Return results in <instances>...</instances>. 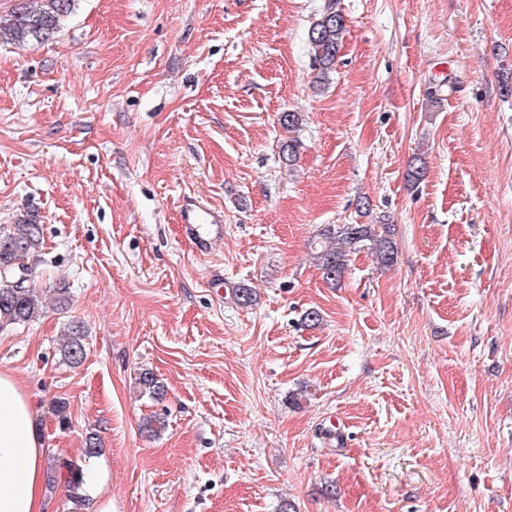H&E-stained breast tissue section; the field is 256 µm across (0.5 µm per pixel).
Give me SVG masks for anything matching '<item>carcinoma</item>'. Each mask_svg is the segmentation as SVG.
<instances>
[{"label": "carcinoma", "instance_id": "1", "mask_svg": "<svg viewBox=\"0 0 512 512\" xmlns=\"http://www.w3.org/2000/svg\"><path fill=\"white\" fill-rule=\"evenodd\" d=\"M75 0H15L14 7L0 16V39L24 46L36 40L53 37L60 31L62 21L73 10ZM347 32L346 19L336 10L334 0H328L320 16L308 30L312 50L315 81L321 83L336 68L338 54ZM42 228L36 217L22 219L8 227H0V328L25 324L36 318L42 308V296L32 284H15V274L22 261L41 251ZM368 250L383 266L396 259L389 224H328L319 233L315 246V260L324 282L336 285L344 276L349 257ZM63 359L73 367L86 356L85 330L78 322L67 327L61 347ZM138 383L143 392L160 402L167 394L157 376L146 370ZM63 480L69 498L82 500V472L71 463H60L52 468L51 481Z\"/></svg>", "mask_w": 512, "mask_h": 512}]
</instances>
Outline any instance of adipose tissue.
I'll return each instance as SVG.
<instances>
[{
	"instance_id": "obj_1",
	"label": "adipose tissue",
	"mask_w": 512,
	"mask_h": 512,
	"mask_svg": "<svg viewBox=\"0 0 512 512\" xmlns=\"http://www.w3.org/2000/svg\"><path fill=\"white\" fill-rule=\"evenodd\" d=\"M48 453L35 407L0 373V512H45Z\"/></svg>"
}]
</instances>
